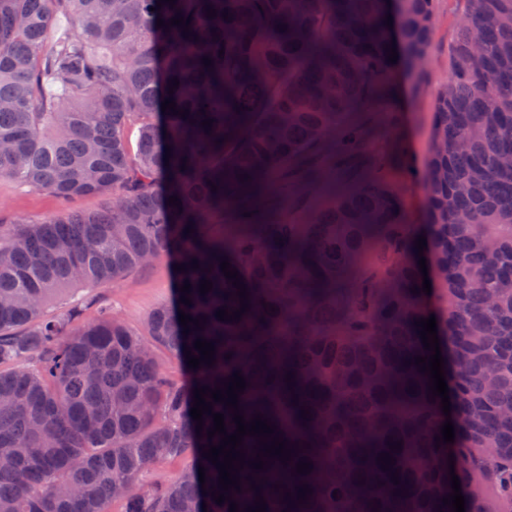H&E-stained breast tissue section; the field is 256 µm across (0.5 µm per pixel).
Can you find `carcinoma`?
I'll list each match as a JSON object with an SVG mask.
<instances>
[{"mask_svg":"<svg viewBox=\"0 0 512 512\" xmlns=\"http://www.w3.org/2000/svg\"><path fill=\"white\" fill-rule=\"evenodd\" d=\"M434 18V0H0V178L104 201L0 225V512H229L203 457L221 437L190 410L236 372L240 414L292 457L254 469L259 438H242L240 489L224 492L238 512L258 496L266 512H451L450 454L466 512H512V0H464L434 96L427 295L394 99ZM163 256L185 265L178 303L140 335L91 291ZM224 260L249 292L232 321L216 317L240 308ZM181 311L199 320L187 335ZM432 314L452 444L415 364ZM198 339L216 362L186 387L168 363L188 368Z\"/></svg>","mask_w":512,"mask_h":512,"instance_id":"obj_1","label":"carcinoma"}]
</instances>
